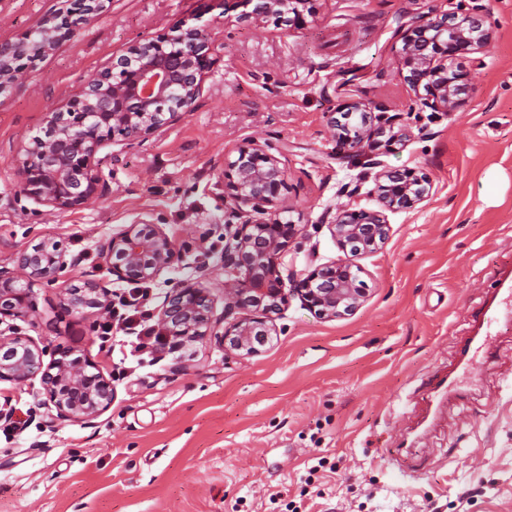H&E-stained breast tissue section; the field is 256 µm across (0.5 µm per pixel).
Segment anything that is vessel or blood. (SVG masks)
I'll list each match as a JSON object with an SVG mask.
<instances>
[{
	"mask_svg": "<svg viewBox=\"0 0 512 512\" xmlns=\"http://www.w3.org/2000/svg\"><path fill=\"white\" fill-rule=\"evenodd\" d=\"M474 333L459 350L461 367H469L478 358L487 341L501 328H512V270L502 271L495 296L473 314Z\"/></svg>",
	"mask_w": 512,
	"mask_h": 512,
	"instance_id": "b4317fda",
	"label": "vessel or blood"
}]
</instances>
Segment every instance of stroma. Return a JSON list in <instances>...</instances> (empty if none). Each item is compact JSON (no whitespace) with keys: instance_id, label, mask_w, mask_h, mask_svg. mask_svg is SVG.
<instances>
[{"instance_id":"stroma-1","label":"stroma","mask_w":512,"mask_h":512,"mask_svg":"<svg viewBox=\"0 0 512 512\" xmlns=\"http://www.w3.org/2000/svg\"><path fill=\"white\" fill-rule=\"evenodd\" d=\"M481 5L492 38L455 115L422 108L399 65L394 33ZM62 0H0V40L50 20ZM303 26L225 22L224 0H104L97 17L0 93V267L58 241L81 261L74 283L118 282L98 246L126 224L162 225L182 260L150 284L158 315L183 281L209 287L224 311V161L254 140L288 169L291 220L303 234L284 263L298 276L351 261L366 290L352 314L319 318L291 297L260 353L216 337L144 355L119 374L121 350L99 318L64 314L57 285L34 288L17 332L89 357L110 378L111 406L91 422L61 421L39 379L0 382V406L32 424L0 432V512H512V331L496 336L458 392L432 400L453 370L469 313L512 260V0H315ZM201 31L214 64L187 117L130 148L100 151L98 191L59 212L18 190L16 170L49 113L63 108L115 53L169 32ZM401 113L403 137L383 168L431 183L414 209L387 215L375 253L353 256L322 217L376 207L365 158L336 160L330 118L352 100Z\"/></svg>"}]
</instances>
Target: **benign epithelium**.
<instances>
[{"mask_svg": "<svg viewBox=\"0 0 512 512\" xmlns=\"http://www.w3.org/2000/svg\"><path fill=\"white\" fill-rule=\"evenodd\" d=\"M241 9L237 20L255 26L277 16L288 27L304 23L311 0H229ZM102 0H64V8L31 31L22 41H0V92L26 77L27 64L53 50L73 28L96 17ZM402 41L401 68L422 107L451 115L472 93L469 74L450 62L466 55L471 66L482 64L478 54L491 31L479 8L460 16L413 17L397 29ZM213 66L209 43L195 28L177 24L172 34L127 48L65 108L52 113L44 137L26 151L18 170L20 192L35 203L58 211L83 205L100 182L96 155L122 138L139 143L173 125L192 111L202 83ZM401 121L370 103H347L340 117H331L333 136L341 149L336 161L353 154L374 153L394 139L381 137ZM237 156L224 162V198L230 201L224 225V315L214 317V299L195 282H181L168 292L159 322L176 347L211 334L244 355L269 342L267 322L289 298L298 296L322 318L349 315L360 305L363 291L347 262L325 263L297 279L283 275L284 258L300 236L299 225L285 221L290 212L283 191L288 170L271 147L255 141L237 147ZM379 208L348 205L326 211L323 223L337 244L352 254L374 253L388 234L387 211L413 209L429 194L428 182L410 169L380 170L374 175ZM99 258L117 281L151 282L171 270L181 250L159 224H126L99 247ZM78 263L67 258L62 244L39 243L19 253L16 268L0 267V323L24 320L33 312V286L58 281L59 273ZM109 289L85 281L62 289L61 306L69 314L100 316L110 304ZM51 356L44 362L45 356ZM40 381L46 402L63 421H91L111 404L112 383L90 359L73 350L45 346L0 332V381L22 384Z\"/></svg>", "mask_w": 512, "mask_h": 512, "instance_id": "1", "label": "benign epithelium"}]
</instances>
